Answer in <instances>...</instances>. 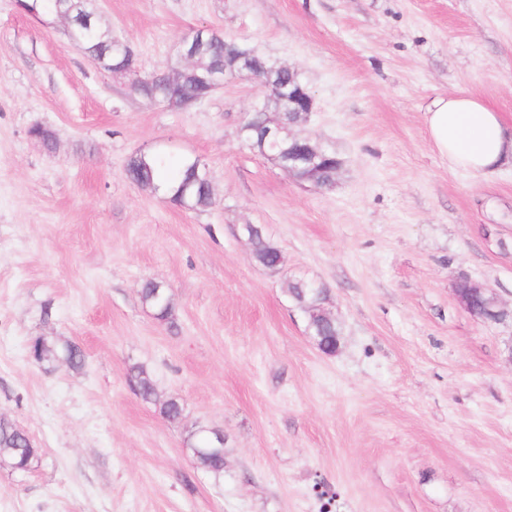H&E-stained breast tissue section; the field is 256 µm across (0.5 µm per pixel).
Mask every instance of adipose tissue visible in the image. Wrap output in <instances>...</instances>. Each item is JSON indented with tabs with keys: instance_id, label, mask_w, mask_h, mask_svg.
<instances>
[{
	"instance_id": "adipose-tissue-1",
	"label": "adipose tissue",
	"mask_w": 512,
	"mask_h": 512,
	"mask_svg": "<svg viewBox=\"0 0 512 512\" xmlns=\"http://www.w3.org/2000/svg\"><path fill=\"white\" fill-rule=\"evenodd\" d=\"M426 123L434 147L451 169L477 175L512 163V129L499 112L472 96L436 98Z\"/></svg>"
}]
</instances>
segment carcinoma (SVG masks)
<instances>
[{
  "mask_svg": "<svg viewBox=\"0 0 512 512\" xmlns=\"http://www.w3.org/2000/svg\"><path fill=\"white\" fill-rule=\"evenodd\" d=\"M76 36L82 41L84 48L91 54L106 53V64L125 67L123 54L112 49V39L107 37L95 22L91 26L74 29ZM236 40L226 37L219 31L213 32L211 41L205 47L204 55L199 59L196 69L183 76L180 83L170 86L165 82V71L161 70L142 75L133 71L132 88L142 98L151 102H162V96L167 95L179 102L191 99L204 93L207 89L205 77L211 73L222 74L224 70L233 68V50L229 46ZM250 144L256 153L283 161L281 149L263 142V132L260 129L249 131ZM127 177L137 186L149 190H163L175 203H180L184 197L192 199L194 209L201 210L212 205L213 196L210 184L203 176L196 173L194 160L182 158L172 160L166 154L143 155L136 154L129 158L126 165ZM246 237L252 248L254 259L268 269L279 267L281 251L276 244L255 226L246 228ZM287 291L301 305L306 307L311 303L313 290L311 286L296 282L288 284ZM142 303L154 312L157 319L167 321L172 315L173 301L169 288L164 284L148 280L140 289ZM312 332L320 336L319 349L325 354L335 353L336 338L341 336L338 324L326 322L318 316L313 319ZM33 362L37 364L62 362L72 369H80L85 357L82 350L75 344L49 343L38 338L32 346ZM132 382L137 394L145 401L156 399V389L146 371L136 370ZM162 415L176 421L181 418L183 406L178 398L171 397L160 405ZM189 451L197 467L220 475L224 473V441L209 440L203 429L190 434ZM36 449L33 448L28 434L13 422L0 417V461L8 462L16 472L25 473L32 468Z\"/></svg>",
  "mask_w": 512,
  "mask_h": 512,
  "instance_id": "cac0c4a2",
  "label": "carcinoma"
}]
</instances>
